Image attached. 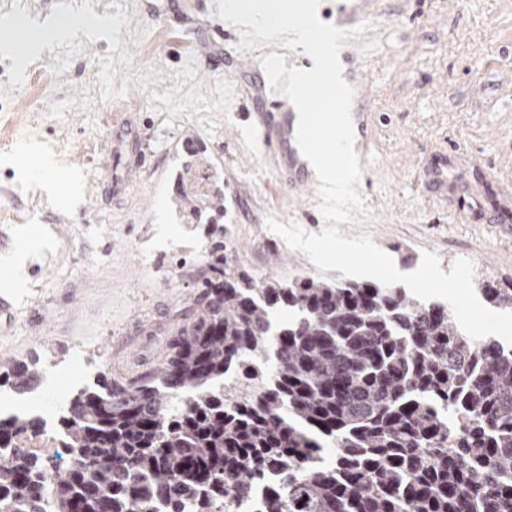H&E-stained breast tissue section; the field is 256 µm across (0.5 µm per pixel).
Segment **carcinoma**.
Segmentation results:
<instances>
[{"label":"carcinoma","mask_w":512,"mask_h":512,"mask_svg":"<svg viewBox=\"0 0 512 512\" xmlns=\"http://www.w3.org/2000/svg\"><path fill=\"white\" fill-rule=\"evenodd\" d=\"M210 234L160 367L74 392L48 455L14 447L44 421L0 416V512H232L259 489L256 512H512L511 350L397 287L258 281ZM38 376L0 358L18 393Z\"/></svg>","instance_id":"1"}]
</instances>
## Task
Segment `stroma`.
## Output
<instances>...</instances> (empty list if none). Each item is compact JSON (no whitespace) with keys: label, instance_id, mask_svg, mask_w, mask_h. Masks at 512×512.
<instances>
[{"label":"stroma","instance_id":"35a3bbf8","mask_svg":"<svg viewBox=\"0 0 512 512\" xmlns=\"http://www.w3.org/2000/svg\"><path fill=\"white\" fill-rule=\"evenodd\" d=\"M155 0H95L112 26L93 48L82 41L35 53L43 77L17 73L0 48V297L14 304L0 328V357L37 360L55 424L66 401L102 369L132 378L165 358L171 333L205 274V260L174 273L168 258L145 254L135 241L179 233L174 187L193 190L201 169L224 193L223 212L207 211L197 227L233 224L235 263L257 278L288 280L319 272L265 221L296 222L321 232L316 197L288 191L265 160L250 113L273 110L276 99L248 100L263 77L266 47L239 50L233 25L205 54L213 36L209 12L189 10L193 32L157 18ZM353 38L360 82L355 105L368 115V171L359 192L365 210L340 224L348 238L368 235L402 271L423 251L443 271L466 258L477 280L512 281V238L497 226L496 182H512V0H364ZM130 152L144 163L115 158L121 122ZM199 142L185 154L181 135ZM32 147L50 155L51 175L26 169ZM450 154L453 191L430 188L424 165ZM131 171L129 190L112 192ZM74 184L59 199L53 182Z\"/></svg>","mask_w":512,"mask_h":512}]
</instances>
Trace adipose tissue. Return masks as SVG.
<instances>
[{"mask_svg": "<svg viewBox=\"0 0 512 512\" xmlns=\"http://www.w3.org/2000/svg\"><path fill=\"white\" fill-rule=\"evenodd\" d=\"M111 17L94 12L71 14L55 21L25 29L23 38L14 39L12 56L17 63H24L34 52L61 41L93 36L111 28Z\"/></svg>", "mask_w": 512, "mask_h": 512, "instance_id": "obj_1", "label": "adipose tissue"}]
</instances>
